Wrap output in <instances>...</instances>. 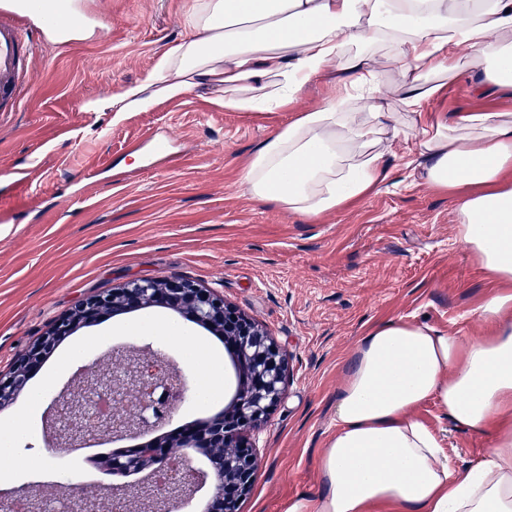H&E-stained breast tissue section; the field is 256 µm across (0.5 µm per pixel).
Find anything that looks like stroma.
Returning a JSON list of instances; mask_svg holds the SVG:
<instances>
[{"label":"stroma","mask_w":512,"mask_h":512,"mask_svg":"<svg viewBox=\"0 0 512 512\" xmlns=\"http://www.w3.org/2000/svg\"><path fill=\"white\" fill-rule=\"evenodd\" d=\"M100 29L92 40L41 38L20 103H0V375L90 297L136 279L183 278L223 296L289 356V379L261 419L252 487L240 512H288L320 491L318 460L336 428V390L352 347L387 319L440 331H483L475 311L493 284L454 242L447 194L405 168L394 143L390 182L347 209L311 220L245 194L242 170L259 145L332 89L318 81L285 111L228 112L207 89L148 112L113 119L85 112L87 96L141 79L155 53L183 33L192 0H77ZM165 144L178 157L164 163ZM180 329L181 340L169 336ZM164 346L178 367L189 349L216 351L223 376L213 398L191 397L159 439L224 411L239 384L225 344L163 307L135 311L62 338L29 385L51 400L81 360L144 344ZM419 417L440 433L449 465H473L489 442L454 428L437 404ZM46 409L23 401L0 411L14 454L50 457L0 492L37 484L55 496L93 483L101 494L136 482L110 474L120 443L60 454L48 447Z\"/></svg>","instance_id":"stroma-1"}]
</instances>
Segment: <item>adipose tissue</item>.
Here are the masks:
<instances>
[{
    "label": "adipose tissue",
    "instance_id": "adipose-tissue-1",
    "mask_svg": "<svg viewBox=\"0 0 512 512\" xmlns=\"http://www.w3.org/2000/svg\"><path fill=\"white\" fill-rule=\"evenodd\" d=\"M180 24L143 78L83 111L147 112L199 87L224 110L270 111L336 70L332 99L261 143L245 192L310 218L337 211L389 182L390 143L402 140L403 165L453 196L455 241L496 286L476 310L488 334L398 318L357 340L321 491L288 512H512V113L431 109L447 90L441 73L478 96L512 92V0H192ZM429 401L488 438L471 467L450 469L416 417Z\"/></svg>",
    "mask_w": 512,
    "mask_h": 512
}]
</instances>
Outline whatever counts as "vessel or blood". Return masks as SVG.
I'll return each instance as SVG.
<instances>
[{
    "mask_svg": "<svg viewBox=\"0 0 512 512\" xmlns=\"http://www.w3.org/2000/svg\"><path fill=\"white\" fill-rule=\"evenodd\" d=\"M33 50L7 0H0V98L17 100L21 73L29 67Z\"/></svg>",
    "mask_w": 512,
    "mask_h": 512,
    "instance_id": "vessel-or-blood-1",
    "label": "vessel or blood"
}]
</instances>
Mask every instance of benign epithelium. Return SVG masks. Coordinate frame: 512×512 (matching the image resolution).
Here are the masks:
<instances>
[{"mask_svg": "<svg viewBox=\"0 0 512 512\" xmlns=\"http://www.w3.org/2000/svg\"><path fill=\"white\" fill-rule=\"evenodd\" d=\"M152 306L167 308L224 337L234 351L244 384L205 428L189 431L163 448L146 442L112 458V472L146 471L147 482L116 490L107 500L95 487L78 485L68 496L70 507L74 512H166L170 504L187 500L199 486L212 480L210 512H238L256 463L248 436L281 397L286 382V354L224 299L187 280H133L89 298L24 354L8 378H0V409L26 393L33 370L62 337L104 316L115 318ZM153 378L166 383L176 398L187 397L188 380L164 353L149 345L136 351H114L79 366L48 407L52 447H81L91 437L126 439L150 432L160 421H170L171 411L148 417L142 409ZM104 394L123 402L126 410L115 416L99 415L97 401ZM185 448H195L207 456V471L200 473L188 467L179 480L157 483L158 472L175 459L185 460ZM19 496L28 499L31 512H39L46 501L37 489H20L0 495V512H12Z\"/></svg>", "mask_w": 512, "mask_h": 512, "instance_id": "benign-epithelium-1", "label": "benign epithelium"}]
</instances>
